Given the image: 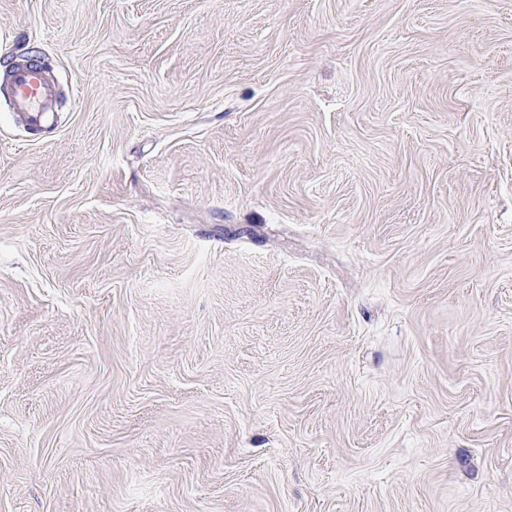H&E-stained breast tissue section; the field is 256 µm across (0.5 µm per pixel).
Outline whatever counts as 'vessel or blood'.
I'll list each match as a JSON object with an SVG mask.
<instances>
[{"label":"vessel or blood","mask_w":512,"mask_h":512,"mask_svg":"<svg viewBox=\"0 0 512 512\" xmlns=\"http://www.w3.org/2000/svg\"><path fill=\"white\" fill-rule=\"evenodd\" d=\"M5 75L10 86L8 105L20 114L28 129L40 130L53 120L57 90L46 66L37 59L11 66Z\"/></svg>","instance_id":"1"}]
</instances>
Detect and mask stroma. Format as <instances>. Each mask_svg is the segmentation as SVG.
Returning a JSON list of instances; mask_svg holds the SVG:
<instances>
[{
    "label": "stroma",
    "instance_id": "1",
    "mask_svg": "<svg viewBox=\"0 0 512 512\" xmlns=\"http://www.w3.org/2000/svg\"><path fill=\"white\" fill-rule=\"evenodd\" d=\"M0 512H512V0H0ZM10 86L7 99L12 112L20 114L28 129L40 130L52 124L57 90L46 66L38 59H26L4 73Z\"/></svg>",
    "mask_w": 512,
    "mask_h": 512
}]
</instances>
